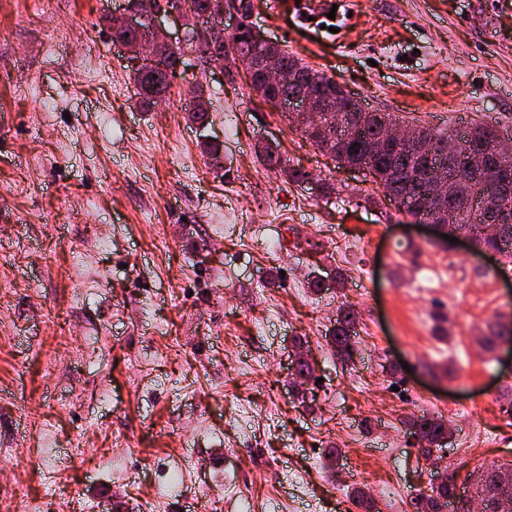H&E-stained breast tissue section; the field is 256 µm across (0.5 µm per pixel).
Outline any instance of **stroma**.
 Returning <instances> with one entry per match:
<instances>
[{
	"label": "stroma",
	"mask_w": 512,
	"mask_h": 512,
	"mask_svg": "<svg viewBox=\"0 0 512 512\" xmlns=\"http://www.w3.org/2000/svg\"><path fill=\"white\" fill-rule=\"evenodd\" d=\"M128 7L0 0V508L361 512L357 487L406 512L438 465L475 497L467 472L512 462V354L480 344L512 321V262L404 224L241 62L222 81L186 49L164 106L144 102L112 42ZM303 8L253 0L247 23L400 122L512 137V0H351L338 37ZM261 144L312 183L270 172ZM426 414L453 431L445 454L410 433ZM251 89L268 104H273L275 106H277L274 102L275 99L288 97L289 94L294 93V88L292 86L282 89L279 88L277 90L267 88L259 71L251 72ZM357 316L353 310L346 307L340 311L337 322L340 324L332 336V344L334 352L341 361H349L352 359L354 352V344L352 342L353 332Z\"/></svg>",
	"instance_id": "1"
}]
</instances>
